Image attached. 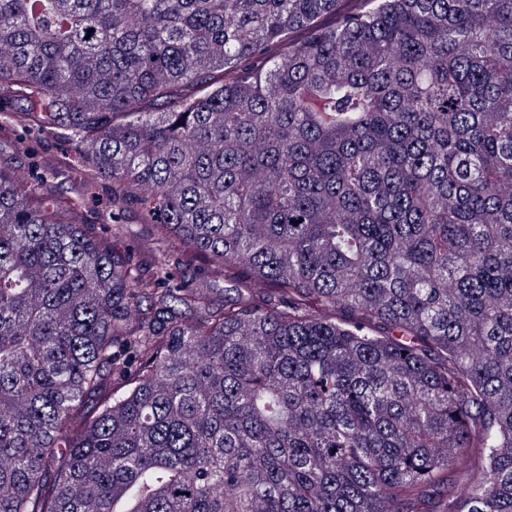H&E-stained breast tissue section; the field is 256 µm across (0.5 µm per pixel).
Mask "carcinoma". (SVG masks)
Here are the masks:
<instances>
[{"mask_svg":"<svg viewBox=\"0 0 512 512\" xmlns=\"http://www.w3.org/2000/svg\"><path fill=\"white\" fill-rule=\"evenodd\" d=\"M368 2L0 0V512H512V0ZM26 137L28 141V151L24 154L18 153L15 144L12 141ZM1 161L7 162L11 167H22L31 171V165L37 168L42 163L52 160L58 156H65L68 159V172L66 178L59 181L57 196L67 199L72 197L70 180H78L87 173V164L81 158L75 146L55 135L25 134L19 128H1ZM5 143V147L3 144ZM9 145L10 150L6 147ZM99 196L100 203L90 206L86 213L87 222L96 224L97 230L105 227L102 224H112V204L108 203L112 196V184L110 182L102 184Z\"/></svg>","mask_w":512,"mask_h":512,"instance_id":"cac0c4a2","label":"carcinoma"}]
</instances>
